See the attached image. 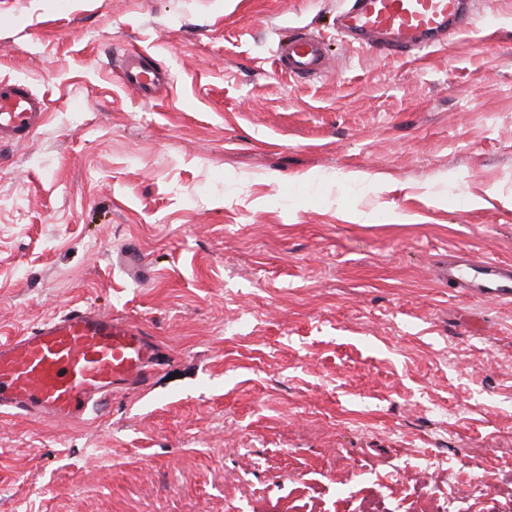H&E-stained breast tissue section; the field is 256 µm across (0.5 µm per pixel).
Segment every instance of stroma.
<instances>
[{
    "label": "stroma",
    "mask_w": 512,
    "mask_h": 512,
    "mask_svg": "<svg viewBox=\"0 0 512 512\" xmlns=\"http://www.w3.org/2000/svg\"><path fill=\"white\" fill-rule=\"evenodd\" d=\"M477 3L391 54L347 0H0L47 103L0 143V340L83 305L156 352L82 418L0 413V512H512L475 486L512 473V299L434 274L512 263V0ZM276 56L283 70L299 77L321 76L331 66L324 42L313 35L279 43ZM121 78L126 87L143 98L153 97L163 83L160 69L135 64L124 66Z\"/></svg>",
    "instance_id": "35a3bbf8"
}]
</instances>
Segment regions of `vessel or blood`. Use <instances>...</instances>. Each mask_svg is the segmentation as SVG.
Listing matches in <instances>:
<instances>
[{"label": "vessel or blood", "instance_id": "vessel-or-blood-1", "mask_svg": "<svg viewBox=\"0 0 512 512\" xmlns=\"http://www.w3.org/2000/svg\"><path fill=\"white\" fill-rule=\"evenodd\" d=\"M473 0H351L338 31L367 48L404 53L446 45L468 29ZM281 68L299 77L330 67L321 38L303 35L279 43ZM126 87L154 96L163 83L157 68H122ZM46 103L26 82L0 80V142L28 139L43 123ZM471 296L512 297V265L492 258L439 270ZM154 351L142 329L100 310L78 306L25 335L0 343V407L67 421L85 414L98 398L140 379Z\"/></svg>", "mask_w": 512, "mask_h": 512}]
</instances>
